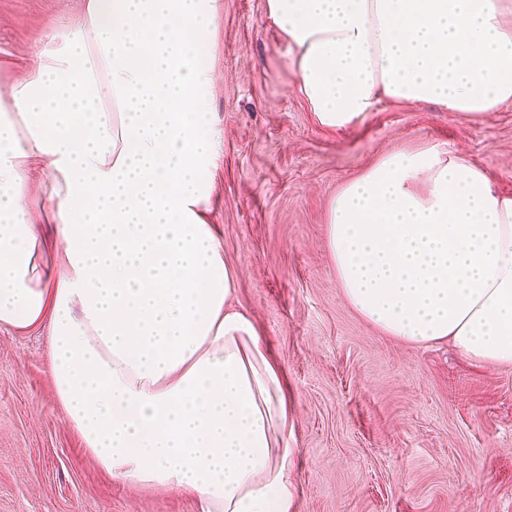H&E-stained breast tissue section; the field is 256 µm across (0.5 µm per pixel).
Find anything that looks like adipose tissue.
<instances>
[{
	"label": "adipose tissue",
	"instance_id": "ef3b65f1",
	"mask_svg": "<svg viewBox=\"0 0 512 512\" xmlns=\"http://www.w3.org/2000/svg\"><path fill=\"white\" fill-rule=\"evenodd\" d=\"M266 5L327 128L383 98L470 115L512 100L505 0ZM217 18V0H86L0 85V329L46 327L61 416L113 478L189 492L197 512H292L285 370L233 305L207 220ZM328 224L366 320L512 365V197L483 169L434 146L384 154Z\"/></svg>",
	"mask_w": 512,
	"mask_h": 512
}]
</instances>
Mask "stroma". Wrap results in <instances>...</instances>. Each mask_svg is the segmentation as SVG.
<instances>
[{
    "label": "stroma",
    "instance_id": "35a3bbf8",
    "mask_svg": "<svg viewBox=\"0 0 512 512\" xmlns=\"http://www.w3.org/2000/svg\"><path fill=\"white\" fill-rule=\"evenodd\" d=\"M82 0H0V81L25 72L50 23ZM208 50L224 150L209 220L283 365L295 512H512V366L389 336L346 301L328 245L332 199L382 154L434 146L512 195V101L468 117L381 99L361 121L317 123L296 52L266 0H219ZM0 512H197L179 490L136 488L87 456L61 418L46 333L0 331Z\"/></svg>",
    "mask_w": 512,
    "mask_h": 512
}]
</instances>
